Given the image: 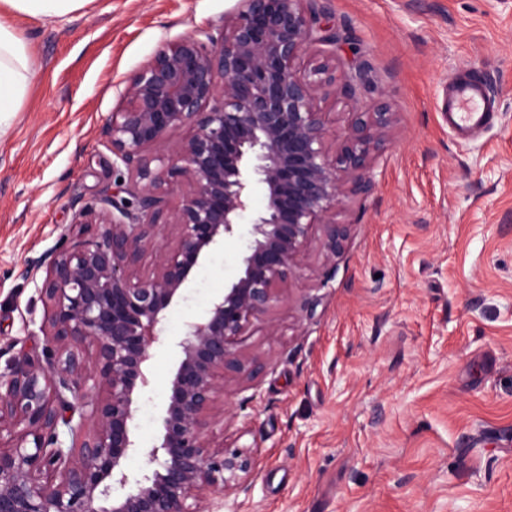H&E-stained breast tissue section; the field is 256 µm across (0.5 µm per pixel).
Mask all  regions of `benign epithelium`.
<instances>
[{
    "instance_id": "1",
    "label": "benign epithelium",
    "mask_w": 512,
    "mask_h": 512,
    "mask_svg": "<svg viewBox=\"0 0 512 512\" xmlns=\"http://www.w3.org/2000/svg\"><path fill=\"white\" fill-rule=\"evenodd\" d=\"M243 2L218 35L167 44L134 75L103 129L134 175L131 199L105 196L113 211L98 217L95 235L85 237L82 223L71 248L24 270L45 268L48 346L46 364L22 354L0 372V512H192L188 500L253 469L237 449L210 450L209 431L224 423L212 411L225 379L256 368L237 352V337L281 301L277 289L296 276L314 225L324 226L326 256L341 251L347 227L331 214L341 196L371 189L370 160L394 113L358 108L329 156L327 113L316 101L336 83V68L306 57L316 44L340 49L343 36L305 0ZM152 146L164 151L155 168L144 155ZM183 185L171 213L164 195ZM169 226L174 242L157 243ZM228 240L242 245L237 277L178 335H163L168 309ZM156 344L179 364L159 437L144 443L133 421L156 387ZM131 457L146 465L129 468Z\"/></svg>"
}]
</instances>
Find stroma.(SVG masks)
<instances>
[{"label":"stroma","mask_w":512,"mask_h":512,"mask_svg":"<svg viewBox=\"0 0 512 512\" xmlns=\"http://www.w3.org/2000/svg\"><path fill=\"white\" fill-rule=\"evenodd\" d=\"M347 42L319 96L328 152L357 105L396 116L370 191L336 206L329 258L315 226L281 302L236 340L253 375L226 379L211 445L255 462L211 512H512V0H320ZM241 0H91L50 22L19 15L39 73L0 136V371L42 357L30 259L96 222L130 182L101 135L165 43L219 32ZM475 76L493 127L458 137L448 82ZM237 242L194 273L164 333L240 271Z\"/></svg>","instance_id":"35a3bbf8"}]
</instances>
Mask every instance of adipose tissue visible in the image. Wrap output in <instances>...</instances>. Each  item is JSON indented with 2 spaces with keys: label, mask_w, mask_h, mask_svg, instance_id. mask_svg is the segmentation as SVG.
Instances as JSON below:
<instances>
[{
  "label": "adipose tissue",
  "mask_w": 512,
  "mask_h": 512,
  "mask_svg": "<svg viewBox=\"0 0 512 512\" xmlns=\"http://www.w3.org/2000/svg\"><path fill=\"white\" fill-rule=\"evenodd\" d=\"M90 0H0V135L10 127L29 86L38 75V65L28 40L13 26L20 14L46 21L84 9Z\"/></svg>",
  "instance_id": "1"
}]
</instances>
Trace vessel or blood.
Instances as JSON below:
<instances>
[{
	"mask_svg": "<svg viewBox=\"0 0 512 512\" xmlns=\"http://www.w3.org/2000/svg\"><path fill=\"white\" fill-rule=\"evenodd\" d=\"M448 124L461 134L490 128L495 107L483 85L460 78L449 89L446 105Z\"/></svg>",
	"mask_w": 512,
	"mask_h": 512,
	"instance_id": "vessel-or-blood-1",
	"label": "vessel or blood"
}]
</instances>
